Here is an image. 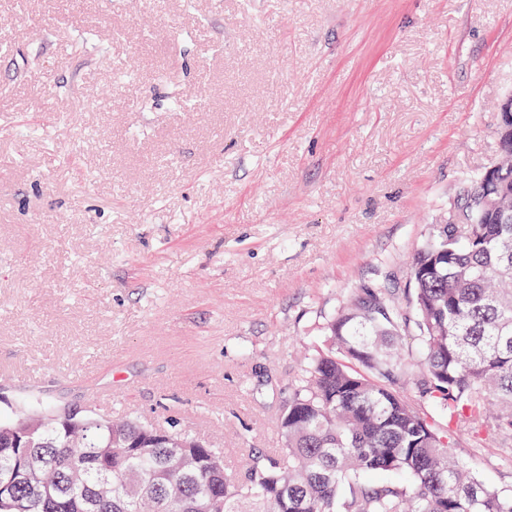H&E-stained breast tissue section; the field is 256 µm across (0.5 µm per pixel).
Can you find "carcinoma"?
<instances>
[{
	"instance_id": "obj_1",
	"label": "carcinoma",
	"mask_w": 512,
	"mask_h": 512,
	"mask_svg": "<svg viewBox=\"0 0 512 512\" xmlns=\"http://www.w3.org/2000/svg\"><path fill=\"white\" fill-rule=\"evenodd\" d=\"M494 166L448 202L470 234L436 224L417 249L404 306L362 290L328 320L280 410L283 456L231 479L195 436L39 405L0 418V512H512L452 453L462 430L512 435V149Z\"/></svg>"
}]
</instances>
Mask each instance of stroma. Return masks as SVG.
Returning <instances> with one entry per match:
<instances>
[{"instance_id":"35a3bbf8","label":"stroma","mask_w":512,"mask_h":512,"mask_svg":"<svg viewBox=\"0 0 512 512\" xmlns=\"http://www.w3.org/2000/svg\"><path fill=\"white\" fill-rule=\"evenodd\" d=\"M0 415L280 456L353 290L499 153L512 0H0ZM111 391L108 401L99 400ZM454 454L512 494V437Z\"/></svg>"}]
</instances>
